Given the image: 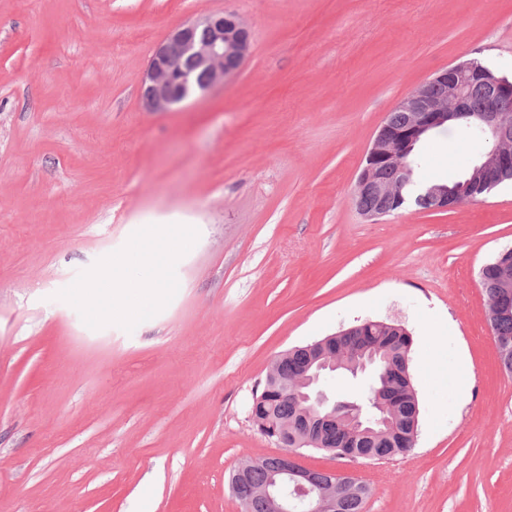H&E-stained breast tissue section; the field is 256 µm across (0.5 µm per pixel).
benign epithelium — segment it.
Returning <instances> with one entry per match:
<instances>
[{"mask_svg": "<svg viewBox=\"0 0 512 512\" xmlns=\"http://www.w3.org/2000/svg\"><path fill=\"white\" fill-rule=\"evenodd\" d=\"M252 41L251 28L236 14L215 12L172 29L154 50L142 83L141 99L149 112H166L191 97L203 96L224 78L238 71L246 60ZM394 111L405 113L400 125L388 121L380 127L369 147L358 176L352 200L368 218H378L407 202L410 182L409 157L428 131L447 122L464 121L479 129L491 144L474 165L471 175L453 187L434 184L418 200L433 211L459 207L460 197L482 195L512 177V81L496 76L472 59L438 71L403 98ZM491 267L501 276V287H512V246L498 252ZM350 328L307 344L301 350L308 360L301 366L311 393L309 409L302 412L306 427L294 447H288V433L275 443L283 451L265 457L266 480L259 486L248 483L251 463L238 468V487L262 498L269 512H336V490L358 480L344 472L329 471L328 481L316 478V471L299 463L302 448H323V435L334 428L343 433L347 446L356 445L357 434L372 425H386L388 402L380 395L333 401L323 383L342 368L353 376L378 372L373 355L352 364L342 361L337 348Z\"/></svg>", "mask_w": 512, "mask_h": 512, "instance_id": "benign-epithelium-1", "label": "benign epithelium"}]
</instances>
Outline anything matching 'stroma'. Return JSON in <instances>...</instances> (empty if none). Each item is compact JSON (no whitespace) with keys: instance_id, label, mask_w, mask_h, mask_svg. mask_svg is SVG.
I'll return each instance as SVG.
<instances>
[{"instance_id":"obj_1","label":"stroma","mask_w":512,"mask_h":512,"mask_svg":"<svg viewBox=\"0 0 512 512\" xmlns=\"http://www.w3.org/2000/svg\"><path fill=\"white\" fill-rule=\"evenodd\" d=\"M252 30L206 97L145 111L170 30ZM512 80V0H0V512H242L228 477L278 453L250 420L274 360L365 319L413 337L408 455L315 470L363 512H512V374L481 267L512 184L370 220L351 201L392 108L452 63ZM488 145L416 149L417 184Z\"/></svg>"}]
</instances>
